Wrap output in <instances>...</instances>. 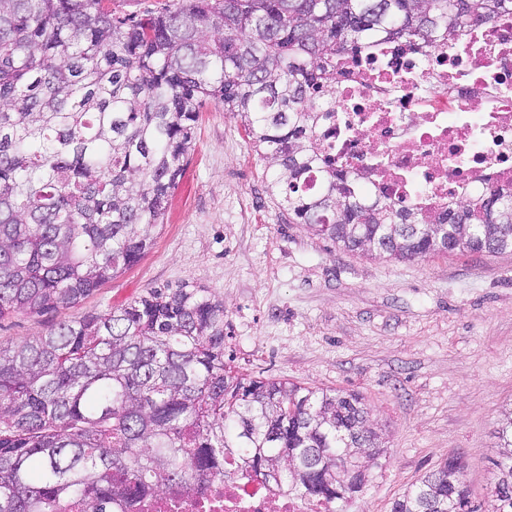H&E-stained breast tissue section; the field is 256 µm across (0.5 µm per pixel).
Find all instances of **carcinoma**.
Masks as SVG:
<instances>
[{"label": "carcinoma", "instance_id": "obj_1", "mask_svg": "<svg viewBox=\"0 0 512 512\" xmlns=\"http://www.w3.org/2000/svg\"><path fill=\"white\" fill-rule=\"evenodd\" d=\"M512 0H0V319L74 306L152 247L212 100L275 173L288 222L371 258L512 252V189L428 217L323 171L307 98L380 37L460 44ZM493 512H512V409ZM386 457L362 398L224 363V302L154 289L0 346V512H129L261 475L330 506ZM392 512H477L456 458Z\"/></svg>", "mask_w": 512, "mask_h": 512}]
</instances>
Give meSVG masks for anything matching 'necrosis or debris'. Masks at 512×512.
I'll use <instances>...</instances> for the list:
<instances>
[{"label": "necrosis or debris", "mask_w": 512, "mask_h": 512, "mask_svg": "<svg viewBox=\"0 0 512 512\" xmlns=\"http://www.w3.org/2000/svg\"><path fill=\"white\" fill-rule=\"evenodd\" d=\"M336 85L309 98L324 167L420 216L512 188V15L462 45L375 40L338 55ZM259 478L203 493L152 492L134 512H328Z\"/></svg>", "instance_id": "4bbe7bcc"}]
</instances>
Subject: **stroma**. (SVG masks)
Masks as SVG:
<instances>
[{
	"label": "stroma",
	"mask_w": 512,
	"mask_h": 512,
	"mask_svg": "<svg viewBox=\"0 0 512 512\" xmlns=\"http://www.w3.org/2000/svg\"><path fill=\"white\" fill-rule=\"evenodd\" d=\"M195 151L146 255L79 305L0 320V345L103 314L153 288L224 302V357L250 377L359 393L388 458L345 512H391L451 456L492 512L512 408V253L369 259L292 224L240 122L206 103Z\"/></svg>",
	"instance_id": "35a3bbf8"
}]
</instances>
